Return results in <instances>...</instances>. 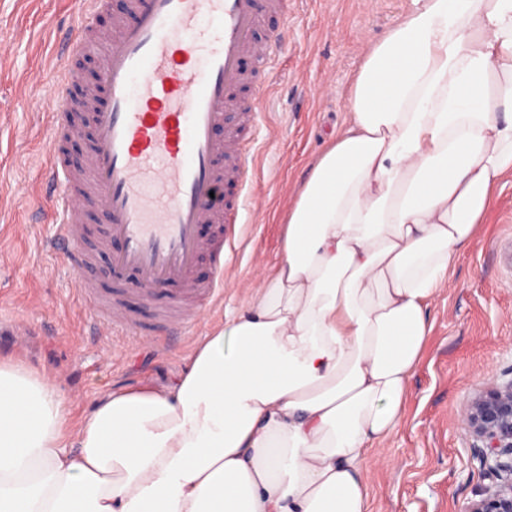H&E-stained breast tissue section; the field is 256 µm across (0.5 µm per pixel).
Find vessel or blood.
<instances>
[{
  "label": "vessel or blood",
  "mask_w": 512,
  "mask_h": 512,
  "mask_svg": "<svg viewBox=\"0 0 512 512\" xmlns=\"http://www.w3.org/2000/svg\"><path fill=\"white\" fill-rule=\"evenodd\" d=\"M69 54L99 52L100 75L80 94L72 63L35 70L56 95L47 127L44 185L55 195L49 249L65 250L78 289L101 335L163 342L187 332L222 299L226 246L236 237L241 202L228 184L252 180L253 134L270 72L283 51L281 33L259 40L263 17L287 14L288 0H85ZM114 12L117 28L99 39L92 16ZM256 71L247 74L243 63ZM89 131L85 162L61 151L63 140ZM105 217L100 249L88 248L87 214ZM213 225L203 237L200 225ZM107 254L105 290L88 275ZM215 259V277L200 280L202 255ZM134 277L143 322L126 300L123 279Z\"/></svg>",
  "instance_id": "vessel-or-blood-1"
}]
</instances>
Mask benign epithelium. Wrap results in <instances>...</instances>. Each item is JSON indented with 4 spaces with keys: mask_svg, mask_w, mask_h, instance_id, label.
Segmentation results:
<instances>
[{
    "mask_svg": "<svg viewBox=\"0 0 512 512\" xmlns=\"http://www.w3.org/2000/svg\"><path fill=\"white\" fill-rule=\"evenodd\" d=\"M461 420L477 441L473 457L491 478L465 512H512V370L475 392Z\"/></svg>",
    "mask_w": 512,
    "mask_h": 512,
    "instance_id": "7a95c632",
    "label": "benign epithelium"
}]
</instances>
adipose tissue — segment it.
<instances>
[{"label": "adipose tissue", "instance_id": "ef3b65f1", "mask_svg": "<svg viewBox=\"0 0 512 512\" xmlns=\"http://www.w3.org/2000/svg\"><path fill=\"white\" fill-rule=\"evenodd\" d=\"M288 206L283 260L171 388L68 434L0 360V512H369L428 314L512 181V0H413Z\"/></svg>", "mask_w": 512, "mask_h": 512}]
</instances>
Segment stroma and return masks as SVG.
Masks as SVG:
<instances>
[{"mask_svg":"<svg viewBox=\"0 0 512 512\" xmlns=\"http://www.w3.org/2000/svg\"><path fill=\"white\" fill-rule=\"evenodd\" d=\"M77 7L78 0H0V356L56 380L73 430L106 393L174 385L206 338L279 264L289 201L348 121L349 87L367 50L412 0H295L288 18L267 20L259 39L278 28L285 47L259 104L254 197L241 216L242 243L226 255L222 301L189 332L158 346L92 333L67 255L45 246L54 230L40 181L50 87L30 84L28 75L62 63L57 36L72 31ZM18 183L30 185L29 196L14 197ZM511 242L510 184L430 309L405 417L369 465L371 512H464L488 485L460 412L512 368V268L499 259Z\"/></svg>","mask_w":512,"mask_h":512,"instance_id":"1","label":"stroma"}]
</instances>
